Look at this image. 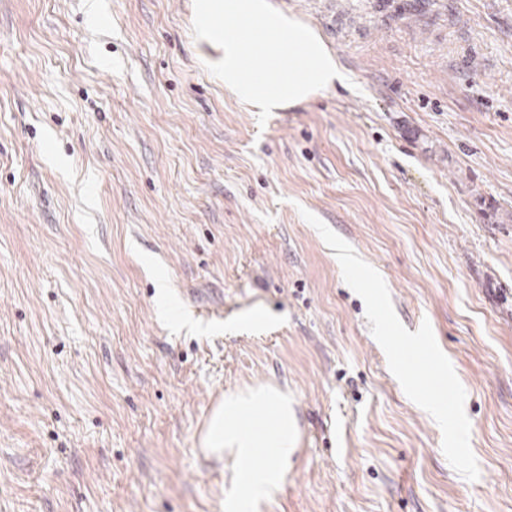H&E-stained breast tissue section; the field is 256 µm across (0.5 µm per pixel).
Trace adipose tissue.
<instances>
[{
  "mask_svg": "<svg viewBox=\"0 0 512 512\" xmlns=\"http://www.w3.org/2000/svg\"><path fill=\"white\" fill-rule=\"evenodd\" d=\"M295 422L288 399L273 389H257L225 397L213 413L204 438L205 451L236 461L243 503L270 494L281 479L279 472L259 465L264 453L286 458L294 446Z\"/></svg>",
  "mask_w": 512,
  "mask_h": 512,
  "instance_id": "obj_1",
  "label": "adipose tissue"
}]
</instances>
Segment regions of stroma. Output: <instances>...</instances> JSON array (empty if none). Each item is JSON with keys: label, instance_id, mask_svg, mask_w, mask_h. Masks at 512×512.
<instances>
[{"label": "stroma", "instance_id": "obj_1", "mask_svg": "<svg viewBox=\"0 0 512 512\" xmlns=\"http://www.w3.org/2000/svg\"><path fill=\"white\" fill-rule=\"evenodd\" d=\"M86 2L0 0V512H512V0H271L346 80L263 125L193 0ZM305 210L429 320L478 480ZM260 387L296 443L242 509L203 438Z\"/></svg>", "mask_w": 512, "mask_h": 512}]
</instances>
